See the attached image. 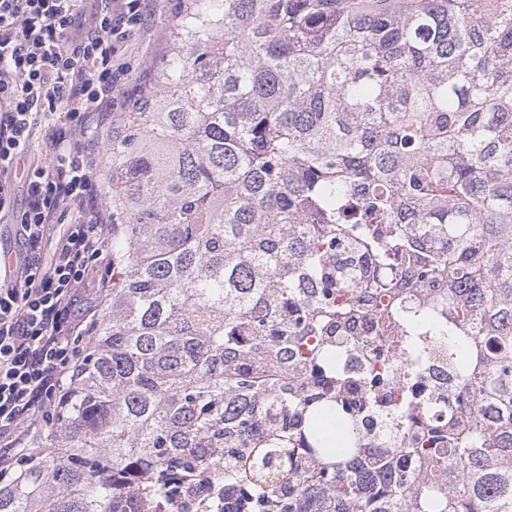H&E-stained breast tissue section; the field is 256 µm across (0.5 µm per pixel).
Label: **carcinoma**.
Masks as SVG:
<instances>
[{"mask_svg":"<svg viewBox=\"0 0 512 512\" xmlns=\"http://www.w3.org/2000/svg\"><path fill=\"white\" fill-rule=\"evenodd\" d=\"M102 160L112 291L0 512H512V0H184ZM373 319L420 386L362 447ZM423 384L434 397L447 395L448 390L457 389L459 381L448 373V365L442 367L436 363L427 365L423 370Z\"/></svg>","mask_w":512,"mask_h":512,"instance_id":"carcinoma-1","label":"carcinoma"}]
</instances>
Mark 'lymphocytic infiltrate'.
I'll return each mask as SVG.
<instances>
[{"mask_svg":"<svg viewBox=\"0 0 512 512\" xmlns=\"http://www.w3.org/2000/svg\"><path fill=\"white\" fill-rule=\"evenodd\" d=\"M0 0V223L22 248L0 263V478L16 472L80 374L112 288V226L99 180L102 123L124 75L115 58L141 21L140 0ZM57 117L43 125L45 114ZM25 180L16 164L33 140ZM68 215L51 255L44 240Z\"/></svg>","mask_w":512,"mask_h":512,"instance_id":"f902f5d3","label":"lymphocytic infiltrate"}]
</instances>
